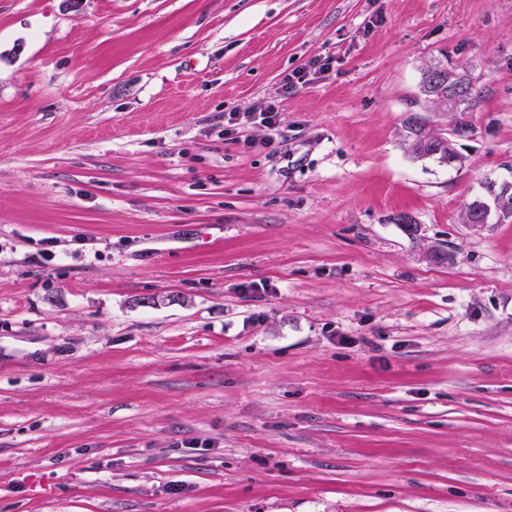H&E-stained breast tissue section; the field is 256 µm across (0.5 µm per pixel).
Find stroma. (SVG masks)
Returning a JSON list of instances; mask_svg holds the SVG:
<instances>
[{"instance_id":"35a3bbf8","label":"stroma","mask_w":512,"mask_h":512,"mask_svg":"<svg viewBox=\"0 0 512 512\" xmlns=\"http://www.w3.org/2000/svg\"><path fill=\"white\" fill-rule=\"evenodd\" d=\"M489 180L512 0H0V512H512ZM425 66L421 69V79L419 84V91L421 96L423 97L424 103L426 106L431 110L432 112H460L459 115L464 116L465 112H470L476 103L479 93L477 90L473 87V84L469 81L467 90L465 92V96L460 99V103L453 107L448 103V101H445L435 95L427 93L426 90V84H427V78L426 73L424 71ZM430 77L433 87L440 93L448 95V98L458 100L461 97L462 88L467 78L464 75L448 71L442 67L432 68ZM279 99H262L259 100L254 106L252 112L243 113L242 118L245 119L244 122L240 123V115L238 112H230L227 117V124L224 123V134L225 136L233 133L237 126L244 124L246 121L251 119L259 118L260 122L265 124L272 131L278 132L277 129V117L279 111ZM412 133V130L406 127L405 135L403 136L404 148L412 158L417 160L433 159L440 164L446 163L447 159L453 164L462 162V156L455 148L453 154L448 155V138L442 134L428 131V134L434 138V142L424 145L422 142L416 143Z\"/></svg>"}]
</instances>
